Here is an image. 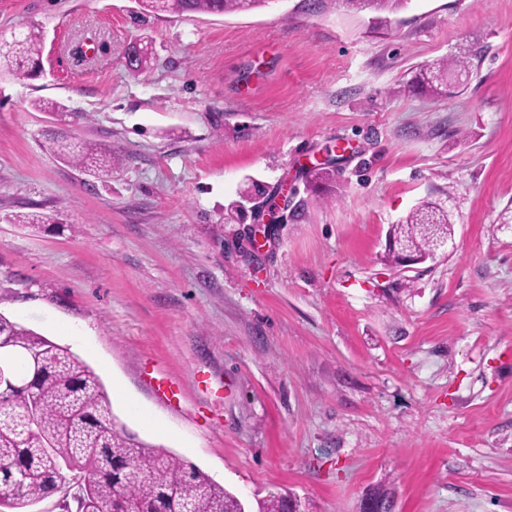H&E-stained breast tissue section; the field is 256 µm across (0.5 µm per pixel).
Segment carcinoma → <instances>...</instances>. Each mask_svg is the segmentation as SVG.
<instances>
[{
  "label": "carcinoma",
  "instance_id": "obj_1",
  "mask_svg": "<svg viewBox=\"0 0 512 512\" xmlns=\"http://www.w3.org/2000/svg\"><path fill=\"white\" fill-rule=\"evenodd\" d=\"M153 12L224 15L249 12L269 0H139ZM354 11L394 13L407 0H336ZM42 34L32 28L0 44V72L37 65ZM470 61L440 59L416 76V87L441 93L448 80L468 72ZM47 150L78 166L111 171L112 160L81 150L61 133ZM451 234L445 202L427 200L390 228L393 240L420 256L437 234ZM0 512H19L53 495L69 471L86 477L79 512H246L224 487L164 448H155L117 429L111 402L96 372L69 348L0 314ZM288 494L257 504V512H286Z\"/></svg>",
  "mask_w": 512,
  "mask_h": 512
}]
</instances>
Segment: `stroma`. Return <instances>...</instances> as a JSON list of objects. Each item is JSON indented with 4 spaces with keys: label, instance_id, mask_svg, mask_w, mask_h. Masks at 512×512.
<instances>
[{
    "label": "stroma",
    "instance_id": "1",
    "mask_svg": "<svg viewBox=\"0 0 512 512\" xmlns=\"http://www.w3.org/2000/svg\"><path fill=\"white\" fill-rule=\"evenodd\" d=\"M371 18L0 0V39L45 34L39 72L0 76V314L92 367L120 429L251 510L287 490L359 512L383 484L395 512H512V0ZM454 55L464 84L413 88ZM50 130L111 173L45 150ZM250 180L264 194L244 204ZM428 197L448 201V254L397 266L387 230ZM32 211L58 222L7 220Z\"/></svg>",
    "mask_w": 512,
    "mask_h": 512
}]
</instances>
